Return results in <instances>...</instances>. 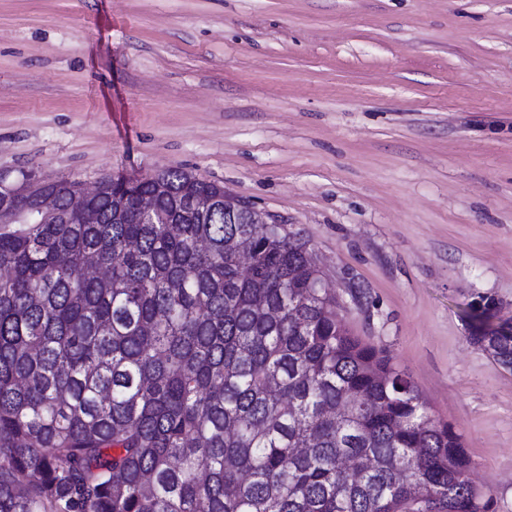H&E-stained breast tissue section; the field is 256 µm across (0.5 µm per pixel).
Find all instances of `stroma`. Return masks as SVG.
<instances>
[{"label":"stroma","instance_id":"stroma-1","mask_svg":"<svg viewBox=\"0 0 512 512\" xmlns=\"http://www.w3.org/2000/svg\"><path fill=\"white\" fill-rule=\"evenodd\" d=\"M178 167L308 240L512 512V0H0V172ZM471 339L488 351L496 362L512 369V332L510 327H491L486 310H473L468 314Z\"/></svg>","mask_w":512,"mask_h":512}]
</instances>
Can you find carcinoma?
Instances as JSON below:
<instances>
[{
    "label": "carcinoma",
    "mask_w": 512,
    "mask_h": 512,
    "mask_svg": "<svg viewBox=\"0 0 512 512\" xmlns=\"http://www.w3.org/2000/svg\"><path fill=\"white\" fill-rule=\"evenodd\" d=\"M69 184L0 227V512H406L403 469L442 512H488L308 242L224 223V187L178 168L107 182L85 223L61 218ZM468 320L511 370L512 328Z\"/></svg>",
    "instance_id": "cac0c4a2"
}]
</instances>
